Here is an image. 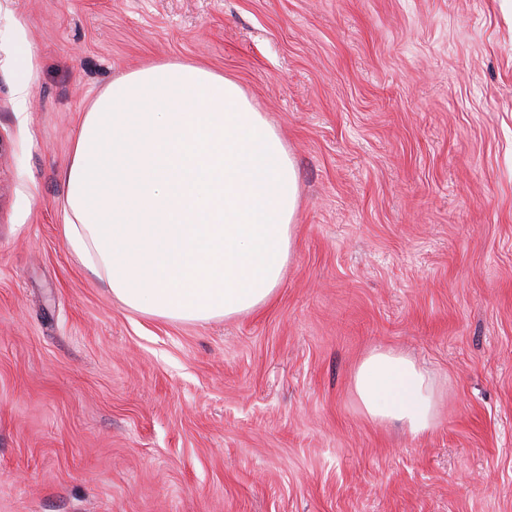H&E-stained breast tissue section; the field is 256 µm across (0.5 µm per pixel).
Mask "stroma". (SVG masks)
<instances>
[{"label":"stroma","mask_w":512,"mask_h":512,"mask_svg":"<svg viewBox=\"0 0 512 512\" xmlns=\"http://www.w3.org/2000/svg\"><path fill=\"white\" fill-rule=\"evenodd\" d=\"M169 61L295 160L260 311L139 314L66 239L86 107ZM375 349L438 378L436 428L365 415ZM0 512H512V0H0Z\"/></svg>","instance_id":"stroma-1"}]
</instances>
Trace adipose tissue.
<instances>
[{
	"label": "adipose tissue",
	"instance_id": "obj_1",
	"mask_svg": "<svg viewBox=\"0 0 512 512\" xmlns=\"http://www.w3.org/2000/svg\"><path fill=\"white\" fill-rule=\"evenodd\" d=\"M67 238L135 312L205 322L273 300L293 254L298 174L277 128L232 78L190 62L143 66L86 108L64 173ZM354 388L373 419L436 427L439 387L378 349Z\"/></svg>",
	"mask_w": 512,
	"mask_h": 512
}]
</instances>
